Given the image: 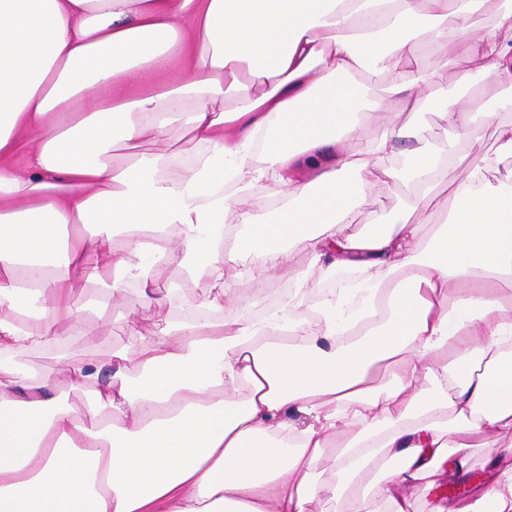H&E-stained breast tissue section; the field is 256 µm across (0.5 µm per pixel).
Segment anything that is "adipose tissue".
Masks as SVG:
<instances>
[{"instance_id": "adipose-tissue-1", "label": "adipose tissue", "mask_w": 512, "mask_h": 512, "mask_svg": "<svg viewBox=\"0 0 512 512\" xmlns=\"http://www.w3.org/2000/svg\"><path fill=\"white\" fill-rule=\"evenodd\" d=\"M483 2L0 0V352L83 335V284L109 300L137 283L148 306L158 269L205 279L195 316L107 366L69 365L93 426L55 377L0 363V512H412L418 495L428 512H512V443L470 496H433L466 480L468 434L512 430V173L490 175L512 158V123L441 96L474 156L445 221L424 237L411 222V197L456 160L418 121L448 61L416 62L448 17L456 84L483 76L512 111V6L486 38L469 23ZM363 70L387 86L374 108L405 119L351 150ZM176 125L188 138L171 148ZM144 138L159 150L113 161ZM262 182L281 201L265 222L239 206ZM393 188L407 203L351 231L364 194ZM291 247L320 276L358 277L313 304L298 279L278 306L224 319L240 301L227 269L262 283ZM328 453L332 477L317 469Z\"/></svg>"}]
</instances>
